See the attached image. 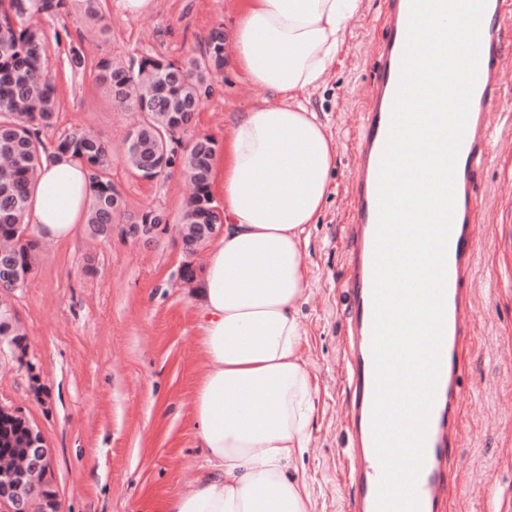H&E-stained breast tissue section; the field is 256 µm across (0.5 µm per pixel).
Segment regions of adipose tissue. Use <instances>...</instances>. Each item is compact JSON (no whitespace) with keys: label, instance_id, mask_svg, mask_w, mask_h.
Returning <instances> with one entry per match:
<instances>
[{"label":"adipose tissue","instance_id":"ef3b65f1","mask_svg":"<svg viewBox=\"0 0 512 512\" xmlns=\"http://www.w3.org/2000/svg\"><path fill=\"white\" fill-rule=\"evenodd\" d=\"M356 0H242L227 62L270 99L237 113L224 143V231L196 290L207 368L193 396L203 474L163 512H311L295 466L315 412L299 355L307 227L329 193L336 144L306 98L343 44ZM87 165L50 152L29 214L45 242L76 238Z\"/></svg>","mask_w":512,"mask_h":512}]
</instances>
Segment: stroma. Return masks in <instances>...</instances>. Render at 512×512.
Instances as JSON below:
<instances>
[{"instance_id":"stroma-1","label":"stroma","mask_w":512,"mask_h":512,"mask_svg":"<svg viewBox=\"0 0 512 512\" xmlns=\"http://www.w3.org/2000/svg\"><path fill=\"white\" fill-rule=\"evenodd\" d=\"M237 9L238 0H151L147 11L131 14L123 0H104L103 33L76 4L42 18L48 37L59 40L50 61L59 118L43 131L45 143L82 128L118 153L138 117L116 108L91 79L70 77L69 43L83 44L89 57L126 64L144 55L182 62L204 50L213 26L231 27ZM386 23L385 0H358L333 65L307 94L336 143L330 194L308 228V291L300 311L301 355L316 386V411L297 467L312 512H343L349 493L342 409L347 230L361 117ZM210 84L183 142L207 135L223 143L234 115L268 97L230 66ZM111 178L132 213L154 207L178 219L189 193L180 171L148 182L118 157ZM478 180L484 202L468 276L461 431L449 455L453 493L445 512H512V148L495 152ZM182 262L171 233L145 247L117 234L94 241L82 232L74 241L48 244L13 300L45 397L30 396L25 371L6 361L0 403L21 407L42 429L53 453L52 488L67 512H160L204 470L193 394L206 362L194 291L179 280Z\"/></svg>"}]
</instances>
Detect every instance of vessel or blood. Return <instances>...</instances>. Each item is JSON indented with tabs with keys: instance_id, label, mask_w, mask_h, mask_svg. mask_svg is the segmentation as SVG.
Returning a JSON list of instances; mask_svg holds the SVG:
<instances>
[{
	"instance_id": "vessel-or-blood-1",
	"label": "vessel or blood",
	"mask_w": 512,
	"mask_h": 512,
	"mask_svg": "<svg viewBox=\"0 0 512 512\" xmlns=\"http://www.w3.org/2000/svg\"><path fill=\"white\" fill-rule=\"evenodd\" d=\"M386 35L379 50L377 76L357 146L350 277L348 337L343 382L350 446L349 496L344 512H376L382 469L375 450L372 418L375 363L374 247L378 222V177L395 96L400 82L410 0H386ZM512 16V0H486L480 30L476 87L471 97L454 176L455 207L446 259L445 324L440 375L417 481L420 512H440L446 492L445 470L451 441L460 427L457 398L463 375L461 350L468 337L466 281L477 253L473 228L483 192L476 171L493 154L499 138L489 116L512 97V70L503 65L502 22Z\"/></svg>"
}]
</instances>
